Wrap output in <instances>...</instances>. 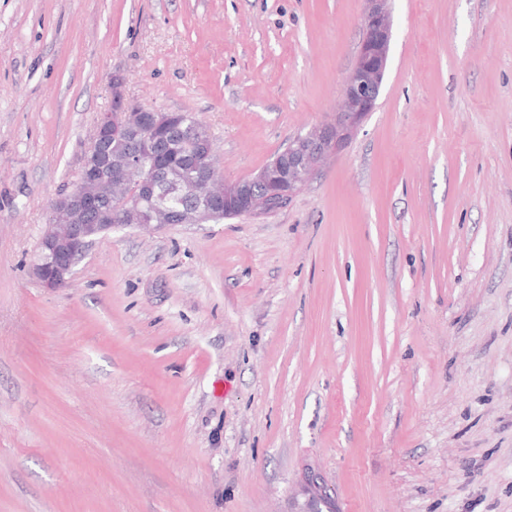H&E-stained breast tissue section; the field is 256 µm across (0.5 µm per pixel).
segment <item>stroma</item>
<instances>
[{
	"mask_svg": "<svg viewBox=\"0 0 512 512\" xmlns=\"http://www.w3.org/2000/svg\"><path fill=\"white\" fill-rule=\"evenodd\" d=\"M364 0H0V512H512V0H391L287 207L32 263L122 75L226 181L331 119ZM305 495L304 502H298L293 512H323L321 506L327 508V512H335L332 499L323 486L312 481L305 490Z\"/></svg>",
	"mask_w": 512,
	"mask_h": 512,
	"instance_id": "1",
	"label": "stroma"
}]
</instances>
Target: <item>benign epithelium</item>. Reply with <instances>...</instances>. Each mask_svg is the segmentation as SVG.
<instances>
[{
	"mask_svg": "<svg viewBox=\"0 0 512 512\" xmlns=\"http://www.w3.org/2000/svg\"><path fill=\"white\" fill-rule=\"evenodd\" d=\"M362 39L355 63L345 77L342 104L328 122L298 133L256 176L235 182L219 179L212 141L197 130L204 164L196 182L206 203L172 213L146 211L161 177L152 163L166 147L169 136L184 129L178 112H157L133 105L124 95V79L112 77V106L99 114L92 141L85 152L74 188L54 205L55 220L48 225L33 262V273L49 289L66 286L76 265L92 245L125 226L161 229L169 224H209L221 215L249 216L272 212L288 203L307 183L314 167L337 151L374 110L384 82L392 18L389 0H364ZM125 145L121 164H115L108 143ZM294 512H335L324 487L312 482L305 500Z\"/></svg>",
	"mask_w": 512,
	"mask_h": 512,
	"instance_id": "1",
	"label": "benign epithelium"
}]
</instances>
